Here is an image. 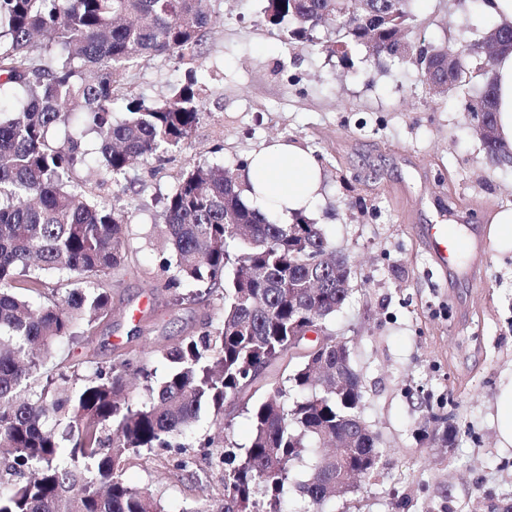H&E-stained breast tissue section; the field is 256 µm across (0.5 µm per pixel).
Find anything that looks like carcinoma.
Listing matches in <instances>:
<instances>
[{"label": "carcinoma", "mask_w": 512, "mask_h": 512, "mask_svg": "<svg viewBox=\"0 0 512 512\" xmlns=\"http://www.w3.org/2000/svg\"><path fill=\"white\" fill-rule=\"evenodd\" d=\"M207 0H0V89L15 105L0 117V512H165L161 499L127 483L134 454L170 448L189 430L202 404L214 409L215 433L191 447L225 451L227 498L204 495L196 512H288L295 486L313 505L336 497L346 466L378 454L358 436L347 463L326 450L325 437L358 413L350 361L332 350L312 362L288 357L292 323L307 313L319 325L336 315L351 289L336 287L335 248L319 224L299 217L305 240L290 225L246 207L234 174L222 167L187 171L167 197L163 214L164 287L188 283L210 292L224 285L223 313L161 350L170 371L155 382L147 352L126 351L92 373L73 363L45 370L53 348L112 314L103 279L128 258V216L91 200L74 181L87 163L80 136L59 141L53 131L83 108L84 134L101 144L100 164L113 181L141 158L186 141L203 116L193 85L147 106L125 101L126 118L113 119L114 75L127 62L171 55L195 62L213 24ZM410 0L385 26L369 29L349 18L350 0H268L273 24L291 21L288 40L342 24L336 41L369 54L409 61L421 73L439 45L427 50L409 37ZM488 108L495 121L494 84L485 82L471 111ZM245 226V248L230 249L227 219ZM311 250L329 254L310 269ZM76 275L82 290L45 293L38 272ZM267 368L273 381L259 399L245 401L247 443L224 434V401L238 397ZM141 380L146 399L130 396L127 377Z\"/></svg>", "instance_id": "obj_1"}]
</instances>
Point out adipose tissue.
I'll return each mask as SVG.
<instances>
[{
    "label": "adipose tissue",
    "instance_id": "ef3b65f1",
    "mask_svg": "<svg viewBox=\"0 0 512 512\" xmlns=\"http://www.w3.org/2000/svg\"><path fill=\"white\" fill-rule=\"evenodd\" d=\"M497 141L503 155L512 154V51L493 63ZM238 190L251 209L270 212L283 221L313 218L325 190L322 167L296 143L277 138L263 143L249 157L238 178Z\"/></svg>",
    "mask_w": 512,
    "mask_h": 512
}]
</instances>
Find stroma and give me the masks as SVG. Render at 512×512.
<instances>
[{"mask_svg": "<svg viewBox=\"0 0 512 512\" xmlns=\"http://www.w3.org/2000/svg\"><path fill=\"white\" fill-rule=\"evenodd\" d=\"M482 3L412 0V40L463 48L493 25ZM266 7L208 0L217 22L201 59L160 55L120 69L118 98L150 105L191 82L204 115L163 160L138 161L120 180L75 170L92 198L127 211L129 253L107 277L111 316L59 343L54 359L91 372L128 349L175 342L217 313L221 292L178 305L172 291L146 286L162 275L166 199L195 166L237 172L262 142L297 141L325 173L317 221L353 264L351 295L327 328L350 348L361 418L380 449L375 474L323 512H503L512 505V449L497 447L491 414L499 379L512 370V258L485 241L488 216L512 204V164H488L474 132L468 104L483 78L439 96L412 63L372 59L361 45L347 69L325 49L331 28L292 44L287 24L267 22ZM440 217L462 225L480 255L438 269L423 231ZM436 416L456 426L451 449L420 436ZM216 454L196 449V483L167 469L175 454L164 450L130 459L125 477L168 512H194L203 490L222 494Z\"/></svg>", "mask_w": 512, "mask_h": 512, "instance_id": "obj_1", "label": "stroma"}]
</instances>
